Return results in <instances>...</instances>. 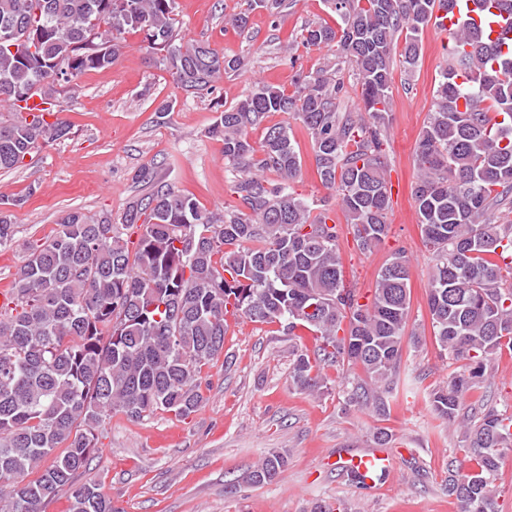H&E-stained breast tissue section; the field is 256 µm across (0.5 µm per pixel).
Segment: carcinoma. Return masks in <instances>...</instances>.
Returning a JSON list of instances; mask_svg holds the SVG:
<instances>
[{"label": "carcinoma", "instance_id": "1", "mask_svg": "<svg viewBox=\"0 0 512 512\" xmlns=\"http://www.w3.org/2000/svg\"><path fill=\"white\" fill-rule=\"evenodd\" d=\"M285 0H247L228 22L245 29L250 11L275 15ZM339 22L309 25L296 53L336 48L360 85V104L342 107V79L298 70L293 89L251 83L220 112L211 133L224 141L239 205L218 216L191 195L139 179L151 191L123 223L63 213L51 237L28 247L14 279V306L0 307V512H42L68 494L69 512H116L92 480H80L97 453L95 431L120 412L133 421L160 410L177 417L203 402V368L224 351L228 316L300 329L315 357L295 354L292 380L324 388L326 365L349 363L363 376L352 398L376 410L396 389L410 313V261L391 254L366 302L345 285L339 240L348 229L362 251L388 236L391 190L387 130L394 84V41L405 35L400 64L413 71L419 34L452 14L457 0H329ZM176 0H0V169H13L41 144L68 133L55 86L109 68L141 31L187 94L211 93L241 61L206 44L182 42ZM493 21L512 16V0H478ZM454 52L439 72L434 108L415 146L412 186L421 237L433 256L426 303L435 341L464 371L431 393L434 413L460 429L470 467L448 461L446 488L458 512H499L494 475L512 457V413L463 414L465 394L492 376L490 362L512 352V53L478 28L448 30ZM40 91L47 107L28 106ZM281 112L308 131L316 174L336 195L335 210L300 197L293 184L302 158ZM263 127L261 148L249 133ZM0 195V248L14 242L10 209ZM138 230L134 246L124 238ZM62 449L55 454L56 449ZM53 457L50 465L43 462ZM288 458L273 452L242 481L273 482ZM36 474L30 480L28 476Z\"/></svg>", "mask_w": 512, "mask_h": 512}]
</instances>
